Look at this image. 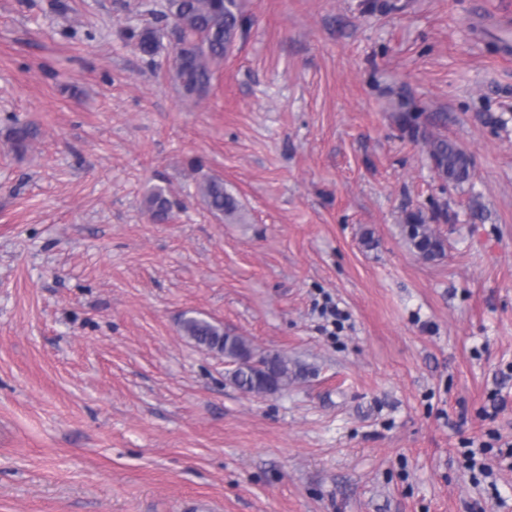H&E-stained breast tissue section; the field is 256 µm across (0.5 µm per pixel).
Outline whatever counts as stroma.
Returning <instances> with one entry per match:
<instances>
[{
  "mask_svg": "<svg viewBox=\"0 0 512 512\" xmlns=\"http://www.w3.org/2000/svg\"><path fill=\"white\" fill-rule=\"evenodd\" d=\"M66 3L0 0V512H512V0H241L199 99L127 37L164 0ZM188 311L303 375L243 392ZM435 175L445 183L462 185L470 180L471 158L444 135L431 136L425 142ZM199 191L209 210L215 215L233 217L239 212V204L234 196L224 189V181L206 179L199 185ZM145 209L153 220L165 221L169 219L172 202L161 187H153L145 198ZM405 242L408 249L417 257L432 261L445 254L443 241L436 235L430 224L411 214L404 224Z\"/></svg>",
  "mask_w": 512,
  "mask_h": 512,
  "instance_id": "35a3bbf8",
  "label": "stroma"
}]
</instances>
